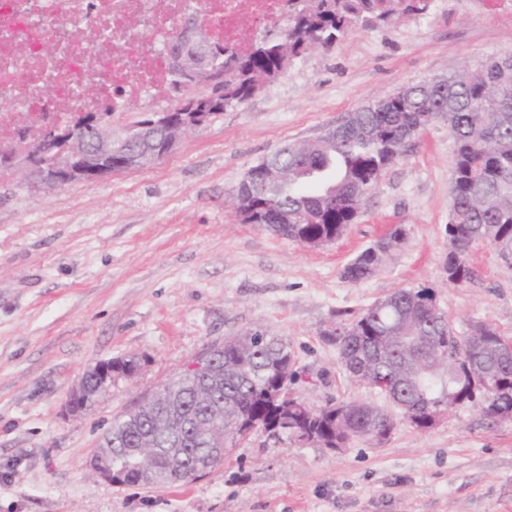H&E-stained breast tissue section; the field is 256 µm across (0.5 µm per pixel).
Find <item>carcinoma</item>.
<instances>
[{"label":"carcinoma","mask_w":512,"mask_h":512,"mask_svg":"<svg viewBox=\"0 0 512 512\" xmlns=\"http://www.w3.org/2000/svg\"><path fill=\"white\" fill-rule=\"evenodd\" d=\"M289 2L282 28L245 51L212 39L220 54L211 73L200 67L192 41L169 37L171 111L186 118L216 116L251 99L293 60L334 46L352 29L421 17L433 8V0ZM93 119L90 112L75 114L50 135L64 144ZM432 121L447 124L455 142L443 268L448 283L466 284L473 277L468 264L472 247L487 245L496 254L512 251V61L491 57L479 69L452 74L437 85L403 87L351 113L332 136L282 146L268 157L281 179L268 184L265 193L253 197L246 184H238V195L250 207L240 214L242 223L276 224L273 233L301 244L336 241L357 219L382 175L405 156L417 127ZM309 216L318 222L306 223ZM403 236L397 228L361 251L343 268L342 278L357 284L374 275L375 248H391ZM323 336L336 346L352 377L402 404L399 412L419 429L433 425L437 410H453L450 393L457 406L479 403L491 418L512 408V358L500 356L506 336L481 321L457 331L429 288L398 289L351 319L338 318ZM207 352L224 368L218 385L180 374L159 386L154 403L132 417L121 416L105 432L99 447L116 449V484H141V467L163 474L170 448L183 449L192 463L221 437L224 455L212 461L213 468L258 430L291 443L306 435L323 448H342L354 438L382 439L396 427L391 414H381L368 402L329 401L319 408L292 409L288 383L297 376L295 360L288 345L266 330L226 338ZM486 371L493 373V391L482 387ZM170 398L179 400L173 413L167 409ZM218 402L224 403V421L211 429L198 425ZM144 448L157 452L144 453Z\"/></svg>","instance_id":"carcinoma-1"}]
</instances>
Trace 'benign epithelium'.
<instances>
[{"instance_id": "benign-epithelium-1", "label": "benign epithelium", "mask_w": 512, "mask_h": 512, "mask_svg": "<svg viewBox=\"0 0 512 512\" xmlns=\"http://www.w3.org/2000/svg\"><path fill=\"white\" fill-rule=\"evenodd\" d=\"M163 145L158 150L149 151L150 157L160 160L166 157L186 134L185 124L173 117V113L161 114ZM152 125L136 126L117 132L112 122L98 123L91 127V136H71L59 150L52 148V141L42 139L28 143L31 156L24 157L7 149L0 150V166L13 176H20L31 183L37 182L49 188L63 187L77 182L103 180L116 174L112 169V157L116 154V145L130 139L148 137L147 130ZM123 377L112 367V360L97 362L85 371L76 389L70 394L65 411L76 414L99 397L108 393L119 384ZM170 462L179 481L197 479L204 475L205 469L198 467L189 470L185 467L182 452L173 448L169 452ZM112 449L101 448L89 460L107 481H113Z\"/></svg>"}]
</instances>
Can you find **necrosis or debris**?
I'll list each match as a JSON object with an SVG mask.
<instances>
[{
  "mask_svg": "<svg viewBox=\"0 0 512 512\" xmlns=\"http://www.w3.org/2000/svg\"><path fill=\"white\" fill-rule=\"evenodd\" d=\"M286 0H0V142L37 135L82 111L81 88L126 102H168L170 59L162 46L189 13L241 50L274 31Z\"/></svg>",
  "mask_w": 512,
  "mask_h": 512,
  "instance_id": "obj_1",
  "label": "necrosis or debris"
}]
</instances>
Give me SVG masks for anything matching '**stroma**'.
<instances>
[{"mask_svg":"<svg viewBox=\"0 0 512 512\" xmlns=\"http://www.w3.org/2000/svg\"><path fill=\"white\" fill-rule=\"evenodd\" d=\"M512 55V0H436L419 19L355 30L293 62L246 104L188 132L163 160L62 188L0 179V512H512V422L467 405L420 430L333 451L259 432L223 465L171 488L118 486L89 460L113 418L208 345L249 329L285 340L297 397L385 398L343 370L323 338L336 314L398 288H432L456 329L512 336V269L471 249L472 282L442 268L454 142L428 125L334 243L310 248L242 223L230 193L282 145L316 138L403 85ZM380 271L343 267L395 229ZM141 368L71 416L96 362Z\"/></svg>","mask_w":512,"mask_h":512,"instance_id":"stroma-1","label":"stroma"}]
</instances>
